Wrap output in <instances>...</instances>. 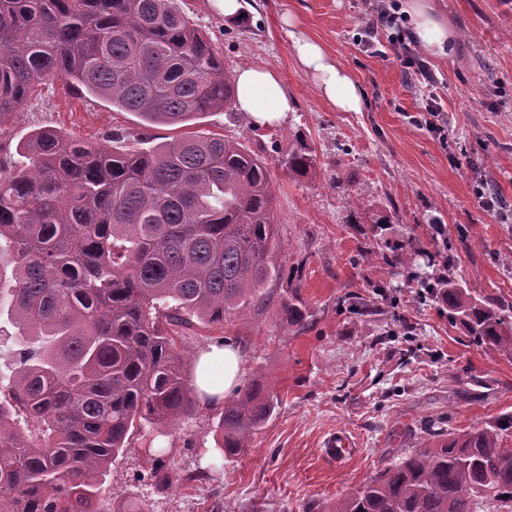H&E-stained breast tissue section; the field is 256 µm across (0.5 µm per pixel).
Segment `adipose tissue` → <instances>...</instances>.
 <instances>
[{"instance_id": "adipose-tissue-1", "label": "adipose tissue", "mask_w": 512, "mask_h": 512, "mask_svg": "<svg viewBox=\"0 0 512 512\" xmlns=\"http://www.w3.org/2000/svg\"><path fill=\"white\" fill-rule=\"evenodd\" d=\"M413 33L430 56L443 59L458 51V34L433 0H404ZM293 43L305 73L320 96L340 112L361 109V95L350 73L334 61L315 40L299 35ZM236 109L257 126L281 124L294 102L271 69L245 64L234 72ZM243 356L232 342L200 352L195 364V384L207 395L225 399L235 393L241 376Z\"/></svg>"}]
</instances>
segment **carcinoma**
<instances>
[{
	"label": "carcinoma",
	"mask_w": 512,
	"mask_h": 512,
	"mask_svg": "<svg viewBox=\"0 0 512 512\" xmlns=\"http://www.w3.org/2000/svg\"><path fill=\"white\" fill-rule=\"evenodd\" d=\"M54 80L148 124L235 106L233 76L177 0H0V120ZM19 153L0 145V316L19 356L0 400V512H100L134 431L196 405L180 328L224 324L277 276L272 178L219 134L120 152L42 129ZM317 162L300 140L278 166L298 179ZM420 287L472 345L512 356V304L445 275ZM276 407L260 385L225 405L215 461L244 452ZM432 437L329 512H477L487 496L512 512V413ZM150 476L178 481L160 456Z\"/></svg>",
	"instance_id": "1"
}]
</instances>
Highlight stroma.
I'll return each instance as SVG.
<instances>
[{"instance_id":"35a3bbf8","label":"stroma","mask_w":512,"mask_h":512,"mask_svg":"<svg viewBox=\"0 0 512 512\" xmlns=\"http://www.w3.org/2000/svg\"><path fill=\"white\" fill-rule=\"evenodd\" d=\"M436 2L460 35L454 56L431 62L448 122L444 144L416 124L423 90L396 53L359 46L368 0H241L235 19L211 0H178L226 71L244 63L273 69L294 100L275 127H256L236 111L194 126L267 162L281 249L278 274L258 301L224 325L194 323L180 342L196 352L232 340L243 355L241 387L266 384L278 407L247 452L220 471L209 468L220 410L196 408L164 435L135 434L110 467L102 512L126 498L147 512H326L432 433L512 412V358L471 345L415 282L447 271L477 296L512 303V0ZM295 33L350 72L360 111H336L318 94L298 62ZM41 127L92 144L116 133L124 147L180 134L143 128L133 113L58 80L6 119L0 139L14 145ZM299 139L315 148L319 165L296 181L277 161ZM482 180L498 208L476 197ZM294 299L304 314L298 323L286 309ZM342 432L353 452L330 459L325 443ZM153 442L166 449L179 484L154 486Z\"/></svg>"}]
</instances>
